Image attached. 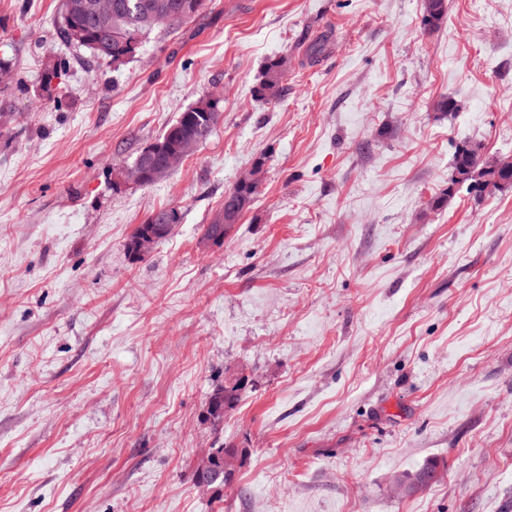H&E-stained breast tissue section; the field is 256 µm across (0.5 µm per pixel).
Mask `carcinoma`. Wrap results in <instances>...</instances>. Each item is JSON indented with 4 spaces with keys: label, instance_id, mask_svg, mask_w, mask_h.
I'll list each match as a JSON object with an SVG mask.
<instances>
[{
    "label": "carcinoma",
    "instance_id": "cac0c4a2",
    "mask_svg": "<svg viewBox=\"0 0 512 512\" xmlns=\"http://www.w3.org/2000/svg\"><path fill=\"white\" fill-rule=\"evenodd\" d=\"M95 0H62L58 22L60 39L69 46L90 51L97 65L114 64L136 54L145 37L157 29H173L195 16L203 5V0H113L120 5L117 13L105 15L104 25H97L93 19L79 12L78 6H86ZM446 0H426L425 23L433 28L445 17ZM112 35L109 50L102 52L97 43L102 30ZM284 61H271L265 70L259 93L268 100H274L280 93ZM221 115L220 98L209 95L197 100L179 113L176 120L157 139L159 143L174 144L183 137H190L199 143L206 141L212 134ZM259 185L234 188L224 197V206L215 214L212 221L204 225L202 238L218 244L224 241V223L236 224L242 212L230 209L229 198H234L240 207L247 209L259 194ZM241 398V386H226L212 395L209 416L215 423L224 420V414L233 409ZM224 453L214 470L204 475H196L198 485L210 487L219 482L227 484L233 479L236 464L226 465L225 456L238 458L233 448L219 445Z\"/></svg>",
    "mask_w": 512,
    "mask_h": 512
}]
</instances>
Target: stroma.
Returning a JSON list of instances; mask_svg holds the SVG:
<instances>
[{"label": "stroma", "instance_id": "obj_1", "mask_svg": "<svg viewBox=\"0 0 512 512\" xmlns=\"http://www.w3.org/2000/svg\"><path fill=\"white\" fill-rule=\"evenodd\" d=\"M447 4L205 0L112 69L61 0H0V512H512V188L450 182L461 141L512 157V0ZM211 94L205 143L119 182ZM219 441L235 475L201 488ZM284 61L272 60L266 67L264 79L261 83L259 93L267 100H274L280 93V84L284 76ZM259 192V183L237 189L233 188L230 190L224 196V206H222L221 209L215 214L210 224L204 225L202 239L205 240H203L202 243L204 245L211 243L208 240H212L213 244L223 242L224 234H226L228 231V228L224 229V220L229 223L225 225L237 224L244 211H246L251 206V203L254 201ZM227 195L232 198L234 197V200L240 203V207L244 208V211H231V209H229L231 204L228 202L229 197ZM171 214H172V220H171ZM171 214L168 209H164V211H157L156 212V221L155 224H153L154 221V212H152L143 222V224H139L136 228L132 239L129 244V250L134 255H142L140 253H137L134 250V243L135 239L139 235V233L147 230L149 228V224H151L149 230H147L145 233L142 234L138 238L137 241V247L140 252H148L150 251L156 243H158L163 238L167 237L172 230L174 229L175 224H180L181 222V215L179 214L178 210L175 208H171ZM172 222V224H171ZM241 384L234 386H225L216 390L212 395V404L209 413L214 423H220L224 420V414L233 409L241 398Z\"/></svg>", "mask_w": 512, "mask_h": 512}]
</instances>
